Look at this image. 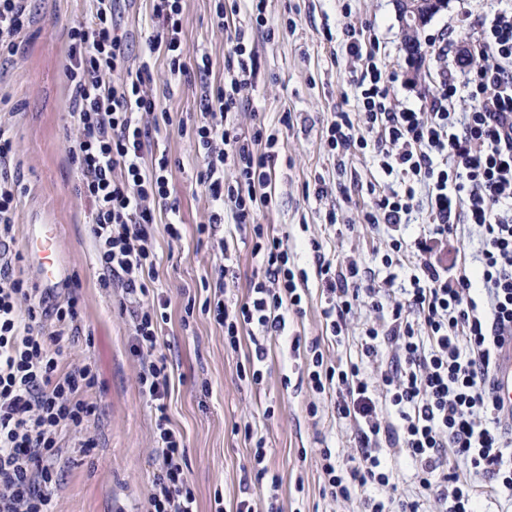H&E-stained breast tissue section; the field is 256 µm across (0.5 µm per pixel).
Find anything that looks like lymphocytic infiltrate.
I'll return each instance as SVG.
<instances>
[{"mask_svg": "<svg viewBox=\"0 0 512 512\" xmlns=\"http://www.w3.org/2000/svg\"><path fill=\"white\" fill-rule=\"evenodd\" d=\"M89 2L68 31V152L92 205L100 285L123 292L120 310L131 318L132 353L141 364L139 392L154 414L156 471L142 512H198L184 438L168 414L171 373L157 353L170 299L159 279L152 226L165 215L170 236L179 238L181 216L170 199V160L154 153L151 133L177 125L203 160L196 181L211 206L198 232L214 234L231 219L259 260L244 302H225L219 280L212 303L203 306L223 327L230 349L249 336L252 350L238 371L249 386L265 379L268 340L287 335L291 316L303 313L287 245L256 221L268 203L279 140L260 125L243 131L232 117L248 102L258 71L243 27L227 37L224 79L215 84L207 53L197 55L194 67L184 61L182 0H151L153 26L132 68L115 19L118 0ZM31 19V0H0V56L16 54ZM342 35L354 62L356 109L334 114L326 141L340 160L374 148L384 183L368 186L364 219L389 248L379 282L357 259L317 257L327 338L342 342L358 308L374 313L361 327L357 359L334 365L319 342L306 348L311 389L334 393L338 418L357 427V454L348 462L337 461L332 448L319 449L322 493L335 501L363 496L365 512H427L432 499L439 512H477L482 499L511 503L512 410L494 393L493 368L512 336V10L480 22L463 51L467 69L453 72L447 47H439L435 90L423 112L399 106L396 77L375 35L351 23ZM161 58L171 75L192 68L199 75L201 112L194 125L174 122L151 89ZM14 153L12 135L0 126V512H54L60 435L89 422L94 406L86 396L98 375L88 362L61 366L62 341L80 330L77 299L46 306L37 289L14 274L10 245L24 192L11 169ZM417 208L428 222L409 242L402 228ZM470 224L480 230L477 255L445 257L459 228ZM409 258L415 261L409 286L402 301L391 302L394 270ZM385 345L390 361L371 379L364 365ZM243 434L253 443L249 469L267 512H281L280 479L268 468L266 442L251 425ZM403 458L420 488L413 498L390 493L393 464Z\"/></svg>", "mask_w": 512, "mask_h": 512, "instance_id": "obj_1", "label": "lymphocytic infiltrate"}]
</instances>
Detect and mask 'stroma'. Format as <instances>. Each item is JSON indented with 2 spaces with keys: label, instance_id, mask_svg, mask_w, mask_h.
I'll return each instance as SVG.
<instances>
[{
  "label": "stroma",
  "instance_id": "stroma-1",
  "mask_svg": "<svg viewBox=\"0 0 512 512\" xmlns=\"http://www.w3.org/2000/svg\"><path fill=\"white\" fill-rule=\"evenodd\" d=\"M350 15L340 12L338 0H266V17L278 30L274 39L255 33L259 70L252 103L239 109L243 129L264 125L276 131L281 152L271 186V202L261 208L259 223L283 237L294 270L305 271L303 317L294 319L286 336L273 340L264 382L241 383L237 371L246 362L247 347L224 345V329L200 309L207 283L215 279V239L198 234L207 220L209 199L196 182L201 158L193 143L176 126L155 133L171 163L170 188L180 206L183 237L173 240L164 223L152 227L162 258L159 276L171 300L160 340V353L174 369L175 388L169 401L173 425L186 442L188 477L199 512H215L216 499L232 502L243 487L250 443L234 434V424L251 423L266 439L267 463L282 479L279 500L283 512H362L360 499L331 501L322 494L316 450L335 449L341 459L356 452L354 422L338 419L328 396L316 394L305 376V351H293V337L303 342L321 338L328 362L355 355L353 342L322 339L324 298L317 277V258L311 247L319 241L327 257L355 256L369 276L382 280L386 271L381 254L386 239L364 221L370 203L367 184L381 175L371 155H357L340 173L325 144V127L333 112L354 111L352 65L341 45L344 22L372 30L385 46L390 71L397 74L401 107H425L430 85L428 56L435 41L452 39L454 49L467 46L474 24L490 10L492 0H448L420 30L423 55L408 53L394 0H349ZM35 21L21 38L17 56L0 63V123L14 138V164L26 187L16 211L18 259L14 272L29 286L42 282L25 252V227L55 224L67 277L48 293L49 304L74 296L81 309L79 334L66 343L63 366L82 361L96 365L99 385L87 399L95 406L88 426L96 448H79L78 433L66 434L56 464L55 512H138L152 491L154 415L139 393L140 364L130 352L133 327L118 310L120 289L100 286L101 271L88 233L91 206L79 192V175L67 152L71 119L66 111L69 27L88 10V0H32ZM214 0H183V35L187 62L197 50L208 52L212 81L224 76L227 34L218 28ZM116 19L127 34V65L138 62L140 42L152 26L150 0H120ZM296 29H283L286 20ZM154 92L174 118L194 121L200 113V90L186 77L170 75L164 60L154 69ZM290 124H283L284 113ZM325 180L323 198L309 195L315 177ZM336 210L338 230L326 226L327 211ZM258 264L250 246H239L225 276L228 302L244 300ZM197 303L186 313L188 299ZM317 415H310V406ZM273 417H266V409Z\"/></svg>",
  "mask_w": 512,
  "mask_h": 512
}]
</instances>
